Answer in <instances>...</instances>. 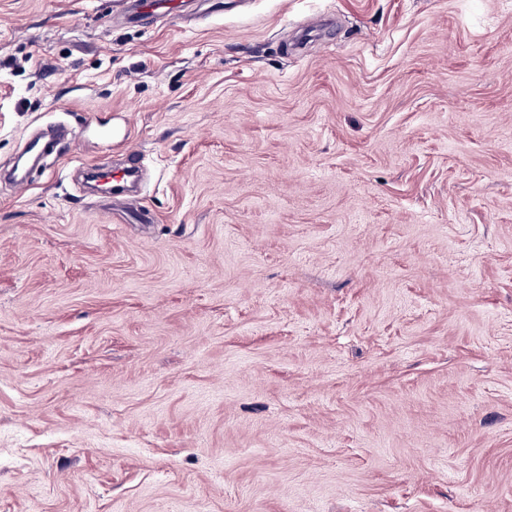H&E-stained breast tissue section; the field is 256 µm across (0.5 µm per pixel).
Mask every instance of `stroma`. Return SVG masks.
<instances>
[{"label": "stroma", "mask_w": 512, "mask_h": 512, "mask_svg": "<svg viewBox=\"0 0 512 512\" xmlns=\"http://www.w3.org/2000/svg\"><path fill=\"white\" fill-rule=\"evenodd\" d=\"M0 0V512H512V5ZM143 158L130 203L88 164Z\"/></svg>", "instance_id": "stroma-1"}]
</instances>
